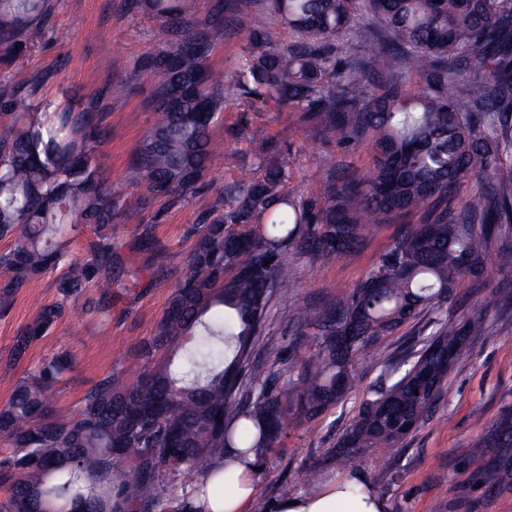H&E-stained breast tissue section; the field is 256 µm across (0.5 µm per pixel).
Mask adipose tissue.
<instances>
[{
	"label": "adipose tissue",
	"instance_id": "adipose-tissue-1",
	"mask_svg": "<svg viewBox=\"0 0 512 512\" xmlns=\"http://www.w3.org/2000/svg\"><path fill=\"white\" fill-rule=\"evenodd\" d=\"M259 459L254 454L229 452L216 477L222 489L207 493L200 501L203 512H251L256 497L255 468ZM273 512H388L385 498L371 485H357L355 478H328L321 485L295 497L294 504L275 501Z\"/></svg>",
	"mask_w": 512,
	"mask_h": 512
}]
</instances>
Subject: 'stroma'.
Instances as JSON below:
<instances>
[{"mask_svg":"<svg viewBox=\"0 0 512 512\" xmlns=\"http://www.w3.org/2000/svg\"><path fill=\"white\" fill-rule=\"evenodd\" d=\"M52 12L44 28L18 64L34 75L44 98H57L63 89L93 103L106 136L97 150L119 202L112 230L132 242L135 222L152 224L164 249L159 254L122 250L124 259L143 269L134 295L114 301L111 320L78 308L60 321L48 336L30 347L23 363H6L19 327L32 323L41 306L56 298L54 272H47L19 292L11 313L0 317V404L10 397L25 369L57 349L69 351L75 368L59 387L58 416H71L84 392L116 366L134 372L140 347L153 336L177 275L193 244L190 231L202 216L221 212L224 188L240 178L256 175L252 149L268 140L278 148L276 158L288 168L303 198L316 197L331 176H346L352 185L367 183L374 169L373 153L364 145L339 144L307 112L268 93H247L236 81V69L251 34L269 27L275 41L291 38L288 28L269 24L264 12L236 16L225 10L229 23L214 37L211 66L224 75L222 117L212 126L210 167L196 192L184 199H155L138 183L133 158L155 116V79L145 61L168 38L162 24L131 0H51ZM434 210H410L370 225L360 246L351 254L324 261L295 253L288 261L293 283L272 309L265 334L283 336L296 308L339 297L363 280L394 241L410 226L430 222ZM490 289L465 279L451 303L441 311H424L393 334L371 346L372 357L388 358L402 351L408 339H422L436 315L460 318L474 307L488 304V332L472 344V362L452 372L448 391L433 414L412 436L408 447L368 456L362 474L389 505V512H512V482L492 484L483 477L495 449L475 456L459 455V448L478 439L483 424L496 421L512 405V308L490 303ZM362 377L344 405L320 418L290 422L277 452L257 477L253 512H265L274 500L307 493L300 479L303 469L320 463V478L342 475L325 463L329 448L351 422L363 394L376 382L371 363L360 367ZM481 410L475 421L473 410ZM399 471L389 483L390 471Z\"/></svg>","mask_w":512,"mask_h":512,"instance_id":"obj_1","label":"stroma"}]
</instances>
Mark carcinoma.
Segmentation results:
<instances>
[{
    "instance_id": "carcinoma-1",
    "label": "carcinoma",
    "mask_w": 512,
    "mask_h": 512,
    "mask_svg": "<svg viewBox=\"0 0 512 512\" xmlns=\"http://www.w3.org/2000/svg\"><path fill=\"white\" fill-rule=\"evenodd\" d=\"M195 5L137 3L170 36L147 62L159 108L135 154L140 182L155 197L184 199L198 188L224 97V75L209 65L224 13L200 23ZM266 8L292 39L278 47L270 32H254L239 87L302 106L341 143H368L372 177L361 190L331 178L319 197L304 199L272 160V144L256 143L263 174L232 184L223 211L192 228L191 254L141 345L134 379L109 371L61 418L59 384L74 369L61 349L27 369L0 405V444L10 448L0 457V512H199L204 479L228 449L266 461L288 422L347 400L376 339L442 308L489 264L512 271V0H266ZM50 10L49 0H0V111L27 114L0 135V240L13 242L0 252V316L27 284L60 271L56 300L14 336L13 366L81 303L110 318L112 301L141 277L139 267L117 264V201L96 157L105 132L66 92L47 112L38 81L16 65ZM374 16L384 31L371 26ZM344 39L362 52L337 58ZM403 69L424 81L413 96L397 80ZM382 78L387 90L372 93ZM465 183L473 189L460 200ZM433 205L440 216L402 233L346 297L298 308L286 340L265 336L273 300L292 283L288 251L334 260L359 246L368 225ZM84 228L91 236L78 255L67 230ZM486 312L438 318L418 350L383 363L330 458L352 467L405 447L443 399L448 375L471 360ZM310 327L315 349L300 365L287 363ZM490 446L498 452L487 479L511 481L512 409L459 452Z\"/></svg>"
}]
</instances>
